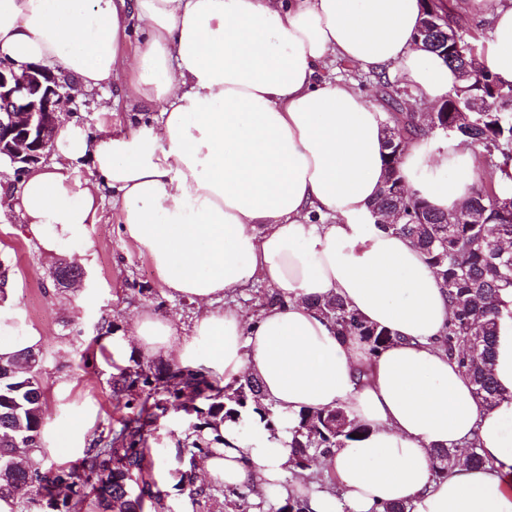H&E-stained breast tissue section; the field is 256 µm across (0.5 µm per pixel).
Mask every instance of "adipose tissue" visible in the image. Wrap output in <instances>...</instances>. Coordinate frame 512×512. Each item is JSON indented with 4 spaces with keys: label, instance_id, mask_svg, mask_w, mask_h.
Returning a JSON list of instances; mask_svg holds the SVG:
<instances>
[{
    "label": "adipose tissue",
    "instance_id": "ef3b65f1",
    "mask_svg": "<svg viewBox=\"0 0 512 512\" xmlns=\"http://www.w3.org/2000/svg\"><path fill=\"white\" fill-rule=\"evenodd\" d=\"M474 2L492 25L484 63L512 83V0ZM422 17L421 0H0V61L15 72L39 64L82 91L115 85L154 111L134 134L118 121L94 132L59 122L52 162L0 186V198L52 256L86 239L110 190L124 235L197 313L183 334L143 310L127 331L98 337L95 355L123 366L137 351L225 383L257 379L277 438L247 442L224 424L203 463L251 502L304 494L310 512H337L327 490L282 476L298 412L341 407L366 429L323 462L349 512H512V294L494 360L510 400L487 411L439 344L452 308L436 273L372 210L386 177L383 112L324 75L338 59L441 103L461 80L417 40ZM473 166L470 144L426 134L406 142L399 170L447 212L470 198ZM259 280L281 302L243 322L224 297ZM330 296L395 343L374 354L337 335L315 306ZM40 344L0 304V356ZM472 443L482 469L460 461L437 474L435 449Z\"/></svg>",
    "mask_w": 512,
    "mask_h": 512
}]
</instances>
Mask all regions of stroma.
I'll return each mask as SVG.
<instances>
[{
    "label": "stroma",
    "mask_w": 512,
    "mask_h": 512,
    "mask_svg": "<svg viewBox=\"0 0 512 512\" xmlns=\"http://www.w3.org/2000/svg\"><path fill=\"white\" fill-rule=\"evenodd\" d=\"M329 73L353 84L374 103L396 97L427 111L401 79L388 85L377 83L373 74L351 64L335 61ZM113 109L126 131H136L133 107L99 93L68 92L60 109L65 120L96 130L103 112ZM102 223L89 227L88 243H70L60 249L59 259L46 258L39 241L10 207L0 208V266L7 270L6 293L22 323L42 338V382L46 388V418L55 425L87 419L90 431L116 424L123 415L110 395L111 372L95 364L96 336L126 329L143 308L152 307L171 317L177 325L190 326L195 306L171 299L158 281L147 251L120 231L111 204H104ZM75 264L86 276L80 287H57L53 272L58 262ZM187 422L181 414L159 419L149 439L153 450V479L169 490L172 512H192L187 495L175 491L164 466L176 437L185 436Z\"/></svg>",
    "instance_id": "obj_1"
}]
</instances>
